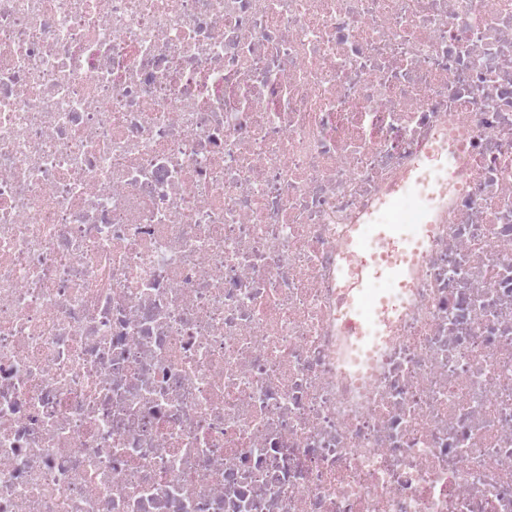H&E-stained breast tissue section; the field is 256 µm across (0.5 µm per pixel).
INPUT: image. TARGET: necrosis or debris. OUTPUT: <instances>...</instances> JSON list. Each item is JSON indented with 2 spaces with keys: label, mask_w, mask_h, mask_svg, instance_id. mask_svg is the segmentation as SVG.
<instances>
[{
  "label": "necrosis or debris",
  "mask_w": 512,
  "mask_h": 512,
  "mask_svg": "<svg viewBox=\"0 0 512 512\" xmlns=\"http://www.w3.org/2000/svg\"><path fill=\"white\" fill-rule=\"evenodd\" d=\"M448 133L359 385L343 236ZM0 512H512V0H0Z\"/></svg>",
  "instance_id": "1"
}]
</instances>
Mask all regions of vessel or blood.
Here are the masks:
<instances>
[{"instance_id":"1","label":"vessel or blood","mask_w":512,"mask_h":512,"mask_svg":"<svg viewBox=\"0 0 512 512\" xmlns=\"http://www.w3.org/2000/svg\"><path fill=\"white\" fill-rule=\"evenodd\" d=\"M460 176L455 149L434 147L418 172L348 234V261L340 269L345 319L339 359L354 372L371 376L386 341V324L404 313L406 285L424 252L442 190Z\"/></svg>"}]
</instances>
